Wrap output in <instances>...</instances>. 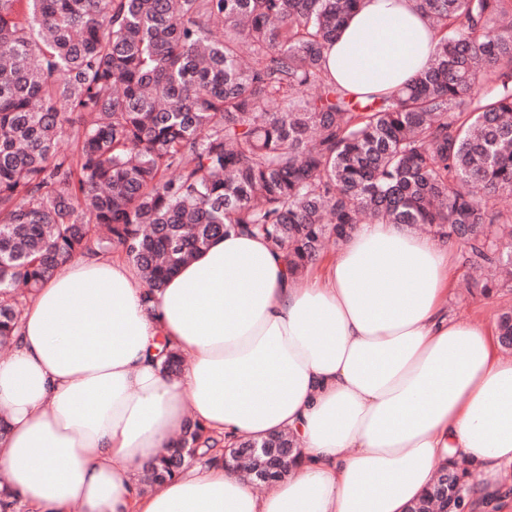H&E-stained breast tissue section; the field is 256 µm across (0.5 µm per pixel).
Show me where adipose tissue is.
Listing matches in <instances>:
<instances>
[{"instance_id": "ef3b65f1", "label": "adipose tissue", "mask_w": 512, "mask_h": 512, "mask_svg": "<svg viewBox=\"0 0 512 512\" xmlns=\"http://www.w3.org/2000/svg\"><path fill=\"white\" fill-rule=\"evenodd\" d=\"M439 35L417 0H363L324 54L352 94L398 89ZM453 247L360 224L321 272L292 275L263 238L232 232L151 301L122 254L66 263L23 308L0 361V473L28 512H406L439 464L483 479L472 512L512 490V358L492 329L446 314ZM168 342L180 374L157 357ZM225 444L288 431L301 455L268 494L217 462L159 491L138 476L186 413Z\"/></svg>"}]
</instances>
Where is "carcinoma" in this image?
<instances>
[{
  "instance_id": "obj_1",
  "label": "carcinoma",
  "mask_w": 512,
  "mask_h": 512,
  "mask_svg": "<svg viewBox=\"0 0 512 512\" xmlns=\"http://www.w3.org/2000/svg\"><path fill=\"white\" fill-rule=\"evenodd\" d=\"M418 2L441 34L428 67L350 95L324 50L359 0H0V345L77 255L122 249L149 299L239 230L299 276L364 218L427 224L460 245L482 295L512 291V209L495 206L512 195V0ZM496 336L512 351L511 307ZM216 445L186 420L140 490L217 461ZM448 473L410 512H460L467 468Z\"/></svg>"
}]
</instances>
